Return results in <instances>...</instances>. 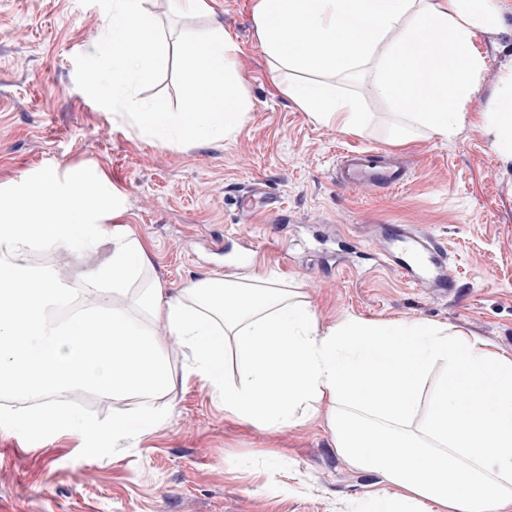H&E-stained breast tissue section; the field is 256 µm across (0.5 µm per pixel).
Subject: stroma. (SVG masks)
I'll return each mask as SVG.
<instances>
[{
  "label": "stroma",
  "mask_w": 512,
  "mask_h": 512,
  "mask_svg": "<svg viewBox=\"0 0 512 512\" xmlns=\"http://www.w3.org/2000/svg\"><path fill=\"white\" fill-rule=\"evenodd\" d=\"M238 46L249 105L243 127L208 146L163 144L93 102L75 83L74 58L92 53L108 25L79 0H0V196L45 177L82 171L81 193L111 189L129 227L150 247L146 275L178 290L200 279L273 278L311 304L320 329L350 317L428 319L512 356V166L493 151L474 116L512 65V14L479 33L487 63L470 117L448 142L425 135L393 144L391 116L363 69L335 78L369 114L343 134L310 120L271 92L272 62L253 24L254 0H211ZM167 45L205 32L207 16H174L149 0ZM385 148L407 171L396 189L336 184L341 153ZM409 224L445 248L450 295L408 286L381 254L382 227ZM112 251L47 246L32 258L77 287ZM172 383L156 401L158 422L115 439L112 417L137 400L70 387L74 429L35 433L0 425V512H374L373 492L398 487L336 450L329 403L288 428L244 425L218 391L192 374V359L165 317L147 321ZM105 431L86 439L80 426Z\"/></svg>",
  "instance_id": "obj_1"
}]
</instances>
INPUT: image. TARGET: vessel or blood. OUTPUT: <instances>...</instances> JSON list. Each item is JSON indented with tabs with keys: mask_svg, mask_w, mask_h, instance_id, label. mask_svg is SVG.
I'll return each instance as SVG.
<instances>
[{
	"mask_svg": "<svg viewBox=\"0 0 512 512\" xmlns=\"http://www.w3.org/2000/svg\"><path fill=\"white\" fill-rule=\"evenodd\" d=\"M336 181L346 189H393L404 183L405 170L386 150L357 151L343 156ZM386 256L390 266L408 282H426L443 291L451 286L445 249L423 232L404 226L391 229Z\"/></svg>",
	"mask_w": 512,
	"mask_h": 512,
	"instance_id": "b4317fda",
	"label": "vessel or blood"
}]
</instances>
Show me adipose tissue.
Here are the masks:
<instances>
[{"instance_id": "1", "label": "adipose tissue", "mask_w": 512, "mask_h": 512, "mask_svg": "<svg viewBox=\"0 0 512 512\" xmlns=\"http://www.w3.org/2000/svg\"><path fill=\"white\" fill-rule=\"evenodd\" d=\"M506 10L505 0H256L253 21L275 61L273 87L313 122L359 131L368 120L363 102L324 76L369 66L377 94L398 118L392 140L405 144L415 129L443 141L458 135L485 66L474 40L501 28ZM430 32L449 43L448 55L428 49ZM293 71L318 78L294 81ZM479 117L495 152L512 163V73ZM114 215L110 191L75 199L50 180L0 198V393L37 397L18 409L31 431L70 428L50 398L70 386L138 397L136 417L113 418V435L150 425L171 378L143 319L163 314L195 373L219 390L234 418L288 427L329 402L337 450L398 487L384 512H512V356L425 319L353 317L323 331L309 303L271 283L198 280L169 293L144 282L151 260L134 232H108ZM107 235L112 254L90 284L96 308L58 318L75 288L28 266L22 253L47 244L86 250ZM130 293L139 315L114 303ZM229 336L239 354L232 384L224 380ZM437 362L445 372L423 395ZM379 379L391 388L387 398L367 387ZM488 382L492 396L477 397ZM387 448L397 458L384 456Z\"/></svg>"}]
</instances>
